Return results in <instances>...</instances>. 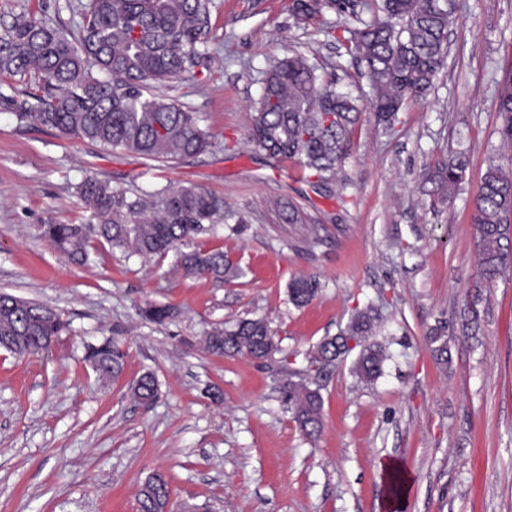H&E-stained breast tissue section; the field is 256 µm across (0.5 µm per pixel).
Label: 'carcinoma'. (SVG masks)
I'll return each mask as SVG.
<instances>
[{
  "instance_id": "carcinoma-1",
  "label": "carcinoma",
  "mask_w": 512,
  "mask_h": 512,
  "mask_svg": "<svg viewBox=\"0 0 512 512\" xmlns=\"http://www.w3.org/2000/svg\"><path fill=\"white\" fill-rule=\"evenodd\" d=\"M211 0H86L80 4L77 33L41 13L21 12L0 25V77L26 85L32 99L20 118L87 139L103 149L174 159L202 154L212 146L200 118L170 99L163 88L209 57L199 50ZM330 9L361 22L342 28L337 40L369 78L367 100L336 89V80L318 73L299 52L276 60L266 71L260 98L250 113L251 142L272 158L294 159L314 172L319 186L329 189L336 169L350 154L351 136L361 112L376 124L394 130L398 114L409 102L426 99L448 56V31L457 20L458 0H292L298 25ZM368 12L371 18L362 20ZM495 107L502 139L512 142V74L496 90ZM468 157L446 155L423 174L431 206L452 201L466 183ZM78 191L88 209L85 224H47L44 235L74 263L89 257L91 235L111 248L154 256L176 250L175 267L185 277L211 276L231 280L237 267L224 252H202L194 239L217 224L244 220L224 198L190 185L141 192L133 196L106 181L85 178ZM479 278L491 284L512 269V174L490 165L473 201ZM320 290L313 276L288 285L290 302L300 308ZM483 296L471 295L465 326L479 329ZM173 308L147 302L144 319L162 323ZM376 316L372 308L356 311L334 336L324 337L309 353L312 366L324 368L359 347L354 372L367 382L383 374L387 356L370 341ZM68 331V322L53 308L0 292V349L15 356H33ZM434 359L451 362L448 338L434 329L428 336ZM203 348L219 357L248 356L266 360L279 351L263 319H241L215 327ZM125 354L109 340L87 349L85 359L103 380L122 373ZM142 403L152 402L158 383L144 374L132 387ZM284 392L294 419L308 436L322 428V399L305 380L288 379ZM171 488L165 475L153 473L139 492V512H165Z\"/></svg>"
}]
</instances>
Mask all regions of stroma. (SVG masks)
Wrapping results in <instances>:
<instances>
[{"mask_svg": "<svg viewBox=\"0 0 512 512\" xmlns=\"http://www.w3.org/2000/svg\"><path fill=\"white\" fill-rule=\"evenodd\" d=\"M80 0H0V22L24 10L77 30ZM292 0H212L201 50L209 68L170 82L166 95L196 112L209 151L157 161L109 152L21 120V83L0 77V291L60 311L69 330L38 356L0 349V512H138L154 472L171 486V512H512V275L483 289L482 327L462 332L476 281L472 202L488 166L512 158L495 110L512 72V0H459L448 59L423 102L407 103L395 133L370 113L330 193L294 160H274L249 139L247 114L269 66L296 50L369 96L367 77L327 35L345 19L327 11L296 25ZM461 149L468 181L454 202L431 207L427 165ZM89 176L129 191L193 184L246 219L199 235L241 274L225 282L172 272L174 254L144 260L91 240L87 265L44 237L47 224H81L78 186ZM303 223L284 224L277 203ZM321 289L294 307L288 283ZM173 317L144 320L145 302ZM379 313L375 339L389 355L368 383L337 362L307 373L323 401V429L299 430L283 394L323 337L359 309ZM265 319L279 351L268 361L224 358L200 340L237 319ZM447 336L441 368L426 338ZM116 340L124 369L103 382L85 347ZM159 384L151 404L132 384ZM405 479L388 492L387 464Z\"/></svg>", "mask_w": 512, "mask_h": 512, "instance_id": "stroma-1", "label": "stroma"}]
</instances>
